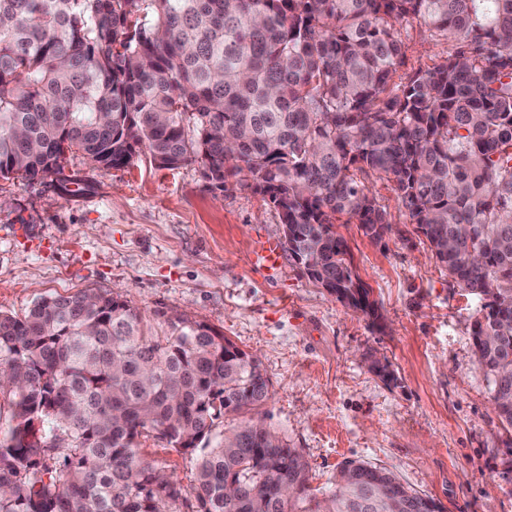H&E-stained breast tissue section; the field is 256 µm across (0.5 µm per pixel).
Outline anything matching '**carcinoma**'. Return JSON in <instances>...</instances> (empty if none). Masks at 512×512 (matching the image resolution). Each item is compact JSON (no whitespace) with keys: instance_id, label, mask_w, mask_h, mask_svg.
Here are the masks:
<instances>
[{"instance_id":"1","label":"carcinoma","mask_w":512,"mask_h":512,"mask_svg":"<svg viewBox=\"0 0 512 512\" xmlns=\"http://www.w3.org/2000/svg\"><path fill=\"white\" fill-rule=\"evenodd\" d=\"M448 52L407 81L401 26ZM147 151L199 162L279 213L284 245L345 307L378 312L339 218L392 232L366 178L391 184L448 276L483 300L470 327L512 427V0H0V179L105 168ZM80 290L0 314V512H168L183 496L144 460L156 437L196 459L195 512H442L359 459L322 498L303 454L257 415L260 359L211 325ZM236 424L216 442L227 418Z\"/></svg>"}]
</instances>
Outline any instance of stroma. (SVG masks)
<instances>
[{"mask_svg": "<svg viewBox=\"0 0 512 512\" xmlns=\"http://www.w3.org/2000/svg\"><path fill=\"white\" fill-rule=\"evenodd\" d=\"M406 78L437 62L446 41L404 26ZM371 188L395 228L382 241L339 222L383 327L345 308L283 255L252 261L260 237L282 238L272 204L251 188H211L199 163L161 169L140 153L98 169L81 154L61 174L0 179V314L23 316L45 295L108 292L137 307L178 312L256 354L270 380L265 423L308 460L314 493L357 458L394 472L444 512H512V432L493 413L470 324L480 307L434 259L387 182ZM385 359L397 382L369 369ZM140 452L185 496L189 455L156 438Z\"/></svg>", "mask_w": 512, "mask_h": 512, "instance_id": "1", "label": "stroma"}]
</instances>
